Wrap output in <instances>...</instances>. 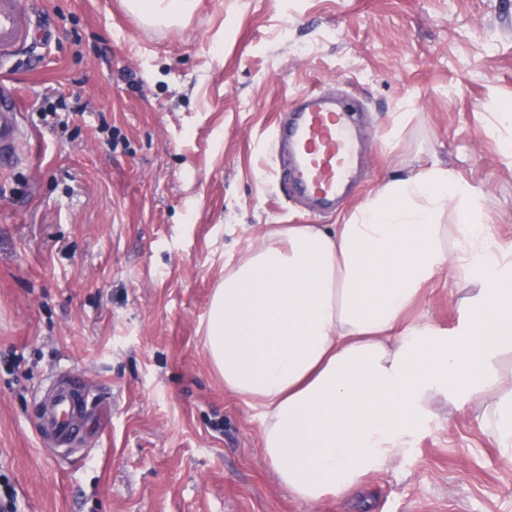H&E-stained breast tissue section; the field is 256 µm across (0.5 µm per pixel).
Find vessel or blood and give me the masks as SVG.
Returning a JSON list of instances; mask_svg holds the SVG:
<instances>
[{"label": "vessel or blood", "instance_id": "1", "mask_svg": "<svg viewBox=\"0 0 512 512\" xmlns=\"http://www.w3.org/2000/svg\"><path fill=\"white\" fill-rule=\"evenodd\" d=\"M29 35L30 20L20 0H0V52L22 45ZM354 132L349 106L314 90L304 93L292 122L277 131L279 143L294 161L290 188L316 203L333 204L354 177ZM21 136L14 109L0 105V159L12 153ZM45 390L36 413L41 442L66 448L105 427L110 402L90 397L76 374L51 379Z\"/></svg>", "mask_w": 512, "mask_h": 512}]
</instances>
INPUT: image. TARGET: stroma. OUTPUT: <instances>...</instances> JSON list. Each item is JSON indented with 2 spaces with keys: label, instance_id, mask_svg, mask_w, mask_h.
I'll use <instances>...</instances> for the list:
<instances>
[{
  "label": "stroma",
  "instance_id": "1",
  "mask_svg": "<svg viewBox=\"0 0 512 512\" xmlns=\"http://www.w3.org/2000/svg\"><path fill=\"white\" fill-rule=\"evenodd\" d=\"M20 3L50 35L0 59L42 157L0 165V471L25 512H512V450L467 415L353 498L296 500L203 339L225 265L268 225L342 223L432 162L512 231V0H196L168 26L123 0ZM310 90L361 109L359 178L324 213L279 180L272 140ZM460 285L438 278L410 318L455 328ZM63 370L112 399L74 454L36 435Z\"/></svg>",
  "mask_w": 512,
  "mask_h": 512
}]
</instances>
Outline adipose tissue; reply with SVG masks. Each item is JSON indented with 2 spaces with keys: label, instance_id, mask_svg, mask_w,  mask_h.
<instances>
[{
  "label": "adipose tissue",
  "instance_id": "adipose-tissue-1",
  "mask_svg": "<svg viewBox=\"0 0 512 512\" xmlns=\"http://www.w3.org/2000/svg\"><path fill=\"white\" fill-rule=\"evenodd\" d=\"M146 22L193 0H124ZM476 185L440 163L369 194L350 219L272 225L225 265L205 346L262 421V451L300 501L356 494L422 427L473 411L512 447V240ZM471 287L456 328L404 312L442 273Z\"/></svg>",
  "mask_w": 512,
  "mask_h": 512
}]
</instances>
